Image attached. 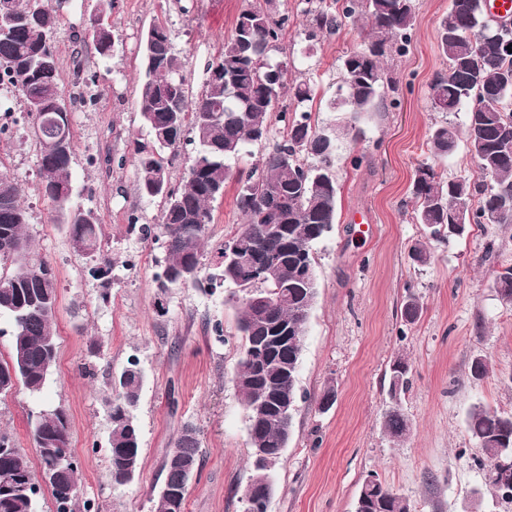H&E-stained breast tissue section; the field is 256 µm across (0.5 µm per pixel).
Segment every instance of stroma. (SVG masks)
<instances>
[{
    "label": "stroma",
    "mask_w": 512,
    "mask_h": 512,
    "mask_svg": "<svg viewBox=\"0 0 512 512\" xmlns=\"http://www.w3.org/2000/svg\"><path fill=\"white\" fill-rule=\"evenodd\" d=\"M450 0H416L412 41L385 60L399 108L336 112L344 56L362 48L345 25L308 40L305 0H274L288 17L281 45L289 80H311L316 98L311 123L340 131L334 171L340 185L337 222L314 247L317 294L303 339L293 432L274 472L268 512H355L359 489L377 476L411 505V512H469L481 492V512H512V500L491 490L476 459L481 452L465 431L468 410L481 404L512 414V302L496 280L512 266V224L471 227L461 237L433 241L427 265L410 249L424 239L413 218L414 172L434 163L444 178L471 175L465 143L448 158L429 149L435 126L464 127L465 112H436L430 87L446 72L437 42L439 19ZM245 0H112L104 14L114 32L109 58L77 47L99 0H69L56 31L61 90L74 137L70 212H92L102 227V248L114 262L108 275L75 252L69 226L41 192L34 119L21 98L10 99L15 123L0 133V161L21 186L28 213L24 228L33 250L57 283V362L39 393L19 387L0 394V432L32 451L30 428L40 412L62 407L81 473L79 501L100 512H151L162 486V463L175 437L196 429L200 473L186 512H242L251 477L246 410L232 381L241 351L232 285L161 287L164 253L140 225L159 223L160 199L136 188L134 149L149 141L137 108L142 77L140 37L154 19L167 25L176 52L187 56L188 83L201 94ZM237 186L228 183L212 205L202 262L215 267L217 250L244 222ZM423 306L404 322L408 295ZM223 336H216L215 326ZM411 366L401 406L410 435L393 443L382 428L387 372L396 358ZM483 358L484 377L471 375ZM146 379L136 414L141 467L119 486L109 473L107 438L112 381L128 360ZM336 401L318 409L327 387Z\"/></svg>",
    "instance_id": "35a3bbf8"
}]
</instances>
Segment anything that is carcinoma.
Instances as JSON below:
<instances>
[{"mask_svg":"<svg viewBox=\"0 0 512 512\" xmlns=\"http://www.w3.org/2000/svg\"><path fill=\"white\" fill-rule=\"evenodd\" d=\"M273 0H247L238 16L234 34L224 42L211 68L224 80H207L202 93L189 92L187 59L174 49L155 60L143 55L144 79L140 84L138 111L151 140L135 149L137 188L149 197H160L163 208L155 240L162 241L165 263L161 286L221 281L248 292L253 288L277 299L270 309L249 301L239 303L238 331L242 352L234 383L247 412L249 439L275 455L265 475L271 476L282 458L285 418L279 412L280 393L297 402L296 378L303 343L284 346L276 359L258 375L246 361L252 347L270 336H285L299 329L305 336L307 324H299L306 303L314 300L316 285L304 281L307 267H315L314 245L332 229L337 218L338 181L333 173L336 136L310 122V112L288 110L285 98L297 104L315 99L311 80L288 82V62L274 53L279 46L288 16L272 13ZM49 5L44 0H13V22L0 33V69L24 103L38 100L44 111L34 115V133L43 178L42 193L59 215L68 211L71 186L73 141L58 147L60 126L53 121L68 114L61 88L60 69L53 42L56 25L46 21ZM311 16L309 39L333 31L342 23L358 29L364 47L342 60L341 94L333 108L350 112H374L384 105L383 90L390 82L383 66L391 52L404 53L410 42L416 14L414 0H336V8H308ZM93 45L101 56L110 54L114 42L112 25L92 33ZM512 26L489 19L481 0H452L438 25V50L448 72L431 85L430 101L440 112H457L468 102L470 109L464 133L452 124L436 127L429 141L435 157H445L459 139L466 141L479 178L457 176L443 180L429 164L416 170L414 195L416 222L425 226L426 240L411 248L416 265L430 260L428 240L447 236L448 225L465 219L461 233L473 224H512ZM283 126L281 139L268 150L258 174L233 171L230 161L247 152L249 145L268 138L272 124ZM193 134L199 149L181 186L170 185L164 153L179 147L186 134ZM238 184L236 205L251 229L256 248L275 253L277 264L266 279L252 285L240 282L235 273L220 265L209 272L201 262L206 230L212 222L211 204L224 195L229 181ZM73 248L91 252L95 271L105 275L111 261L99 249L97 221L82 214L68 216ZM27 212L21 202V187L9 172L0 173V261L13 264L0 273V317L12 321L10 361L0 362V385L14 382L32 393L43 390L56 365L55 316L57 288L48 263L31 248L24 233ZM195 274L181 281L185 272ZM501 298L512 301V267L499 274ZM422 306L407 297L401 317L412 323ZM137 361L130 360L113 386L109 418L111 432L107 447L112 482L124 477V463L141 461L137 422L125 424L127 403H137L143 381L135 374ZM410 364L398 358L390 365L388 394L406 393ZM387 434L402 441L411 424L401 406L389 404L383 413ZM466 430L481 451L477 464L485 470L486 484L512 500L504 488L501 463L512 461V414H502L483 405L473 406L466 417ZM40 469L48 465V448L70 446V426L65 409L57 408L38 417L31 430ZM178 452L192 465L194 475L201 466V443L197 431L185 428L167 454L166 492L153 500L152 512H185L190 483L181 477L172 459ZM12 479L14 487L0 491V512H37L41 481L26 452L13 439L0 433V482ZM79 469L76 459L64 465L51 486L56 512H74ZM357 512H408L406 500L381 481L361 485Z\"/></svg>","mask_w":512,"mask_h":512,"instance_id":"obj_1","label":"carcinoma"}]
</instances>
